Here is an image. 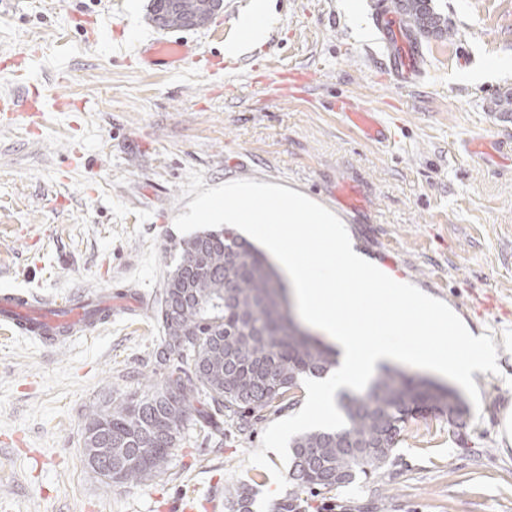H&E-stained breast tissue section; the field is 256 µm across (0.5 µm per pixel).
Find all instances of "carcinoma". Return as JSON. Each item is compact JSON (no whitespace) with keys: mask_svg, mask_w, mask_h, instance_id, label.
I'll return each mask as SVG.
<instances>
[{"mask_svg":"<svg viewBox=\"0 0 512 512\" xmlns=\"http://www.w3.org/2000/svg\"><path fill=\"white\" fill-rule=\"evenodd\" d=\"M180 4L208 21L220 0H150L149 17L161 29H187ZM407 23L416 31L453 38L456 33L429 5L407 0ZM156 309L163 332L157 352L158 383L139 395L115 398L93 411L83 447L112 449L107 487L163 474L184 431L201 424L224 434V417L245 431L261 410L282 401L309 376L335 364V353L303 333L288 313L282 276L255 245L230 228L207 230L178 243ZM345 419L337 430H311L291 443L289 482L295 488L331 491L367 478L390 461L409 417L429 412L453 422L468 406L454 388L385 367L366 394L339 402ZM228 512H250L244 489L227 501Z\"/></svg>","mask_w":512,"mask_h":512,"instance_id":"1","label":"carcinoma"}]
</instances>
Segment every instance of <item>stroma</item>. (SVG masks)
Masks as SVG:
<instances>
[{
    "label": "stroma",
    "mask_w": 512,
    "mask_h": 512,
    "mask_svg": "<svg viewBox=\"0 0 512 512\" xmlns=\"http://www.w3.org/2000/svg\"><path fill=\"white\" fill-rule=\"evenodd\" d=\"M148 2L0 0V95L29 83L69 103L0 117V290L116 305L53 348L0 332V512H225L243 486L287 499L246 456L298 412L301 386L249 432L230 419L219 440L190 430L159 477L108 487L84 461L90 413L160 379L154 311L193 169L209 188L252 179L308 196L369 261L497 347L500 372L475 375L480 408L462 427L408 419L384 469L302 493L301 512H512V105L498 104L512 65H492L512 62V0H431L456 35L423 38L409 88L386 68L376 0H269L266 42L235 59L224 43L252 0H223L207 25L168 32L203 45L177 72L140 64L157 33ZM344 101L381 136L351 126Z\"/></svg>",
    "instance_id": "stroma-1"
}]
</instances>
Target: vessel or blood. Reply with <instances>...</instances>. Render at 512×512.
Returning a JSON list of instances; mask_svg holds the SVG:
<instances>
[{
    "instance_id": "b4317fda",
    "label": "vessel or blood",
    "mask_w": 512,
    "mask_h": 512,
    "mask_svg": "<svg viewBox=\"0 0 512 512\" xmlns=\"http://www.w3.org/2000/svg\"><path fill=\"white\" fill-rule=\"evenodd\" d=\"M374 25L388 49L391 75L400 87L414 85L423 72L421 41L402 25L392 0H378ZM196 51L195 45L181 40L158 38L150 44L151 56L180 65ZM96 324L78 299L52 303L17 291L0 292V329L38 339L44 346L85 335Z\"/></svg>"
}]
</instances>
